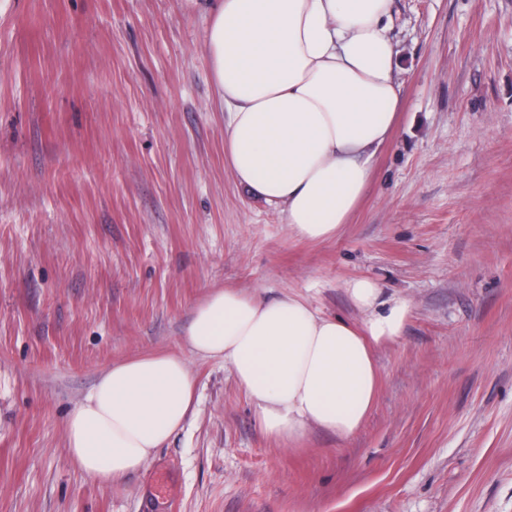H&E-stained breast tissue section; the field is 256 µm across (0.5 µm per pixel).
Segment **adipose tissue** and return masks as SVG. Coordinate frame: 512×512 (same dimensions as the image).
<instances>
[{
  "label": "adipose tissue",
  "mask_w": 512,
  "mask_h": 512,
  "mask_svg": "<svg viewBox=\"0 0 512 512\" xmlns=\"http://www.w3.org/2000/svg\"><path fill=\"white\" fill-rule=\"evenodd\" d=\"M224 112V152L249 195L280 210L298 237L324 241L346 224L390 137L401 88L392 38L394 0H191ZM346 292L359 324L293 295L211 292L184 332L192 354L220 359L276 441L316 429L345 440L379 390L374 348L399 336L403 300L384 302L364 278ZM195 380L182 355L113 362L64 424L82 473L122 483L187 420Z\"/></svg>",
  "instance_id": "obj_1"
}]
</instances>
